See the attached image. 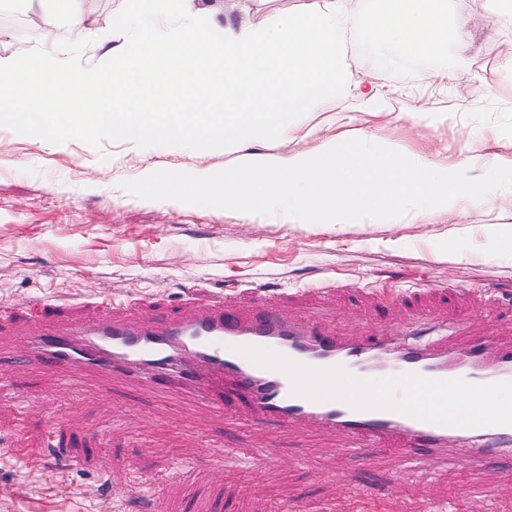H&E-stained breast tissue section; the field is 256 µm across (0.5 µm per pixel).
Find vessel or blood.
I'll return each mask as SVG.
<instances>
[{
  "mask_svg": "<svg viewBox=\"0 0 512 512\" xmlns=\"http://www.w3.org/2000/svg\"><path fill=\"white\" fill-rule=\"evenodd\" d=\"M32 312L33 361L187 392L219 415L231 399L246 407L247 426L328 428L367 463L373 449L395 447L412 460L454 455L481 467L512 447V408L494 397L512 388V345L452 351L426 319L372 343L269 302L202 300L144 321L112 311L60 318L45 304ZM377 378L388 387L378 396L368 390ZM452 394L464 396L468 420L450 411Z\"/></svg>",
  "mask_w": 512,
  "mask_h": 512,
  "instance_id": "b4317fda",
  "label": "vessel or blood"
}]
</instances>
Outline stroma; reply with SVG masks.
<instances>
[{
    "instance_id": "obj_1",
    "label": "stroma",
    "mask_w": 512,
    "mask_h": 512,
    "mask_svg": "<svg viewBox=\"0 0 512 512\" xmlns=\"http://www.w3.org/2000/svg\"><path fill=\"white\" fill-rule=\"evenodd\" d=\"M318 0H238L233 14L275 25ZM59 22L62 47L95 60L132 33L113 26L127 0H102L89 36L70 39L61 0H44ZM449 24L470 23L472 75L439 76V61L396 66L397 112L366 125L396 141L406 156L427 155L454 167L467 185L484 187L456 220L431 224H291L268 214L244 217L222 199L150 196L144 171L157 179L204 167L224 172L223 147L195 157L148 152L105 134L53 142L0 125V310L23 314L57 304L92 317L111 302L139 320L193 299L250 300L266 285L285 312L327 322L337 334L378 337L414 315L411 292L427 284L424 310L450 323L471 319L453 347L489 336L512 343V182L493 165L464 162L462 133L479 153L512 157V38L489 31L512 21V0H446ZM418 108L423 121L410 119ZM505 298L499 317L475 318L486 293ZM29 328L0 323V512H135L140 498H160L165 512H272L300 504L321 512L328 501L367 489L362 512H512V456L493 457L483 478L494 492L477 497L464 460L414 464L391 448L373 463L342 448L335 431L316 426L241 429L238 405L218 415L192 396L159 400L123 380L86 371L73 389L59 372L30 364L13 373ZM150 427L146 442L136 432ZM204 438L220 440L201 447ZM222 460L213 469V460Z\"/></svg>"
}]
</instances>
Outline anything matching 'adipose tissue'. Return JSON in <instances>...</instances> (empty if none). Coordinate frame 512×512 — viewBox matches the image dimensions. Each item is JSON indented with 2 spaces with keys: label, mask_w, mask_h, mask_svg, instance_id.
Segmentation results:
<instances>
[{
  "label": "adipose tissue",
  "mask_w": 512,
  "mask_h": 512,
  "mask_svg": "<svg viewBox=\"0 0 512 512\" xmlns=\"http://www.w3.org/2000/svg\"><path fill=\"white\" fill-rule=\"evenodd\" d=\"M440 0H382L383 17L361 16L358 0H321L267 27L248 19L219 24L214 12L188 0H130L115 25L133 31L135 55L107 52L83 65L53 35V21L38 13L35 55H0V123L49 140L106 133L152 149L204 155L221 146L237 159L221 176L196 169L173 185L145 174L150 193L223 195L226 207L258 210L292 224H363L406 218L428 224L458 216L476 188L455 170L408 157L392 140L337 117L342 133L321 125H285L286 113L319 112L325 103L356 99L367 112L386 111L398 90L388 87L393 60L443 61L453 78L471 69L468 22L449 26ZM181 14L176 29L163 19ZM366 40L394 49L363 79L351 76L347 44ZM459 53H448L449 43ZM297 138L303 149L288 154L252 152L256 141Z\"/></svg>",
  "instance_id": "ef3b65f1"
}]
</instances>
